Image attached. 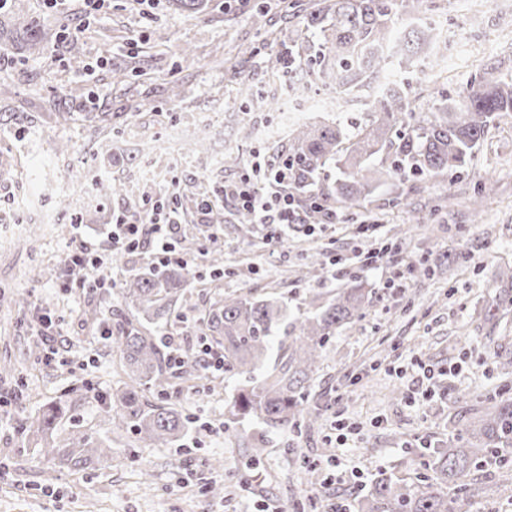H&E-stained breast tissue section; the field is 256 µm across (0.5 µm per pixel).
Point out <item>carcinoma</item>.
<instances>
[{
    "label": "carcinoma",
    "instance_id": "carcinoma-1",
    "mask_svg": "<svg viewBox=\"0 0 512 512\" xmlns=\"http://www.w3.org/2000/svg\"><path fill=\"white\" fill-rule=\"evenodd\" d=\"M422 7L423 0H295L292 17L303 23L305 32L268 55L266 72L280 74L289 66L351 92L388 67L414 68L423 56L433 68L448 51V42L436 28L424 24L404 33L398 28L399 18H411ZM372 111L377 119L353 130L339 122L306 124L288 139V192L298 201L307 200L306 193L327 166L335 165L340 173L334 185L319 189L322 203L305 205L311 223H321L332 207H361L382 181L416 174L436 179L462 169L502 113L512 112V81L486 72L470 83L462 99L447 95L420 105L411 86L399 82L375 99ZM116 118V112L83 114L86 125L98 134L115 126ZM207 269L210 282L223 280V254L212 252ZM186 285L182 266L153 268L119 282L129 311L112 318L111 340L120 349L128 382L112 393L107 408L118 424L134 428L148 446L173 444L190 425L189 416L176 405L145 399L147 390L163 395L173 380L195 379L193 371L177 365L162 337L147 332L150 324L158 331L167 328ZM369 304L370 297L358 288L325 301L318 313L300 321L297 335L280 341L283 353L259 383L253 372L285 322L284 303L229 294L204 309L205 342L224 355V379L235 382L227 420L261 425V434L253 437L256 454L265 451L269 435L316 422L318 413L308 398L320 351L337 328L362 318ZM66 413L65 402H53L25 417L22 434L41 446L45 456L73 471L112 457L110 441L86 431L56 443L52 435ZM453 429L448 447L421 453V465L430 476L414 482L383 474L358 500V512H471L477 501L489 498L491 488L472 473L483 461L512 465V399H486L473 417L458 420Z\"/></svg>",
    "mask_w": 512,
    "mask_h": 512
}]
</instances>
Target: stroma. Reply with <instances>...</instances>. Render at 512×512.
<instances>
[{
  "mask_svg": "<svg viewBox=\"0 0 512 512\" xmlns=\"http://www.w3.org/2000/svg\"><path fill=\"white\" fill-rule=\"evenodd\" d=\"M278 0H211L206 15H189L172 0H154L133 9L112 0L110 14L91 21L74 37L64 59L51 53L63 17L40 13L38 0H11L0 12V44L14 56L0 67V217L10 226L0 231V361L16 367L0 377V512H327L346 503L355 512L361 495L353 480L331 476L332 459L360 470V482L381 471L416 477L420 443L447 445L451 423L466 406L492 396L512 397V376L501 374L491 356L512 352V112L491 127L470 161L453 175L422 176L381 187L358 210L339 211L335 224L316 225L313 233L293 226L277 261L260 226L240 224L225 209L217 238L196 225L198 256L224 252L227 274L220 289L189 278L179 315L170 334L183 352L194 354L204 308L219 294L275 297L288 307L289 319L304 316L306 296H325L360 286L373 300L362 319L337 329L323 347L310 404L320 414L314 427L276 435L263 455L250 438L255 428L224 420L230 397L220 372H199L178 400L194 419L188 434L167 447L139 443L130 428L113 424L95 392L110 394L124 381L120 353L96 333L84 312L96 309L109 318L122 308L118 292L89 294L66 287L61 260L74 239L105 242L115 211L141 203L144 196L180 187L201 195L248 173L255 160L279 164L292 130L306 123L333 121L355 127L372 119L369 109L352 105L332 110L318 105L327 84L309 81L316 103L305 113L282 119L277 93L284 80L259 76L272 42L297 38L303 25L284 20ZM427 15L448 41V53L434 71L403 73L420 93L462 95L474 77L494 72L512 79V16L492 0H426ZM37 18L44 50H27L11 34V16ZM479 25H472V16ZM252 47V62L237 65L238 45ZM193 46V61L182 51ZM111 59L86 80L85 64ZM137 59L139 70L126 69ZM125 68L124 83L141 92V108L112 134L96 137L81 120L92 105L122 111L112 71ZM178 95L168 99L166 88ZM61 113H52L50 100ZM208 115L205 139H197L196 113ZM252 135L241 139V127ZM237 165L224 164L227 155ZM124 182L123 197L105 195L101 184ZM484 192L481 209L471 202ZM409 234L398 258L424 264L431 276L412 275L404 295L383 296L390 264L359 266L343 274L325 272L318 280H299L297 272L309 250L339 257L378 247L397 227ZM28 306H16L18 296ZM61 316L64 340L55 359H46L29 328L37 311ZM434 372L436 393L429 402L392 399L405 393L419 365ZM64 398L70 414L57 428L58 438L80 430L109 438L111 460L83 473L54 465L28 443L16 425L23 413ZM359 433L338 444L335 417ZM212 458L224 466L209 467ZM316 465L326 479L305 480V464ZM149 480H142L141 470ZM478 480L496 489L492 499L472 512H512V471L486 466ZM224 496L212 498L210 486Z\"/></svg>",
  "mask_w": 512,
  "mask_h": 512,
  "instance_id": "35a3bbf8",
  "label": "stroma"
}]
</instances>
